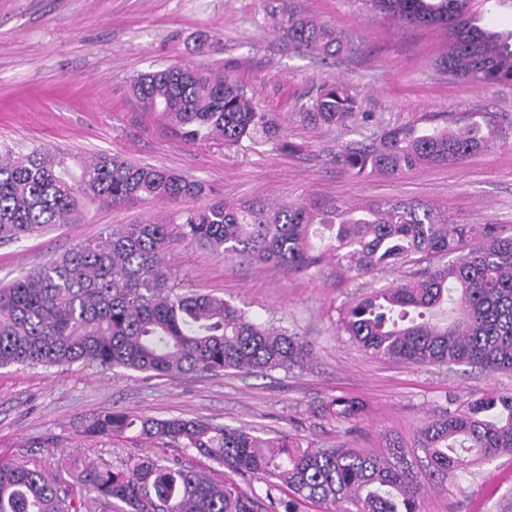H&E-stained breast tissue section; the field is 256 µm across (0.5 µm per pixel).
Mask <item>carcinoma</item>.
I'll use <instances>...</instances> for the list:
<instances>
[{"instance_id": "1", "label": "carcinoma", "mask_w": 512, "mask_h": 512, "mask_svg": "<svg viewBox=\"0 0 512 512\" xmlns=\"http://www.w3.org/2000/svg\"><path fill=\"white\" fill-rule=\"evenodd\" d=\"M402 23L437 26L448 35L439 65L453 77L512 85V33L480 25L476 4L508 0H367ZM281 36L308 52L335 55L342 40L331 25L290 11ZM141 111L164 118L188 141L247 139L294 149L274 116L259 112L238 82L221 71L170 67L143 73L128 88ZM358 111L341 82L323 85L303 106L309 120L345 124ZM492 118L472 113L446 127L393 126L379 142L347 147L336 162L356 177L398 174L422 163H459L492 146ZM205 185L171 170L134 165L115 155L79 164L45 148L0 151V243L50 224H79L84 204L178 203ZM208 247L216 256L289 273L314 275L328 265L362 276L427 266L405 281L355 298L340 312L339 331L363 352L416 366L466 364L512 372V225L461 224L416 200H370L321 208L306 202L213 198L165 221L113 224L96 238L0 288V368L69 366L125 369L150 377L198 371L301 370L310 345L288 329L255 322L221 297L180 292L166 272L171 243ZM81 432L128 434L163 446L192 448L226 473L265 486L260 497L234 481L215 483L179 459L157 455L116 465L68 458L64 465L91 499L113 512H422L417 476L386 457L343 445L303 446L288 433L261 437L250 427L193 419H159L109 409L84 417ZM419 445L428 478H446L462 454L491 460L512 450V394L482 397L423 424ZM0 512H82L59 494L37 463H0Z\"/></svg>"}]
</instances>
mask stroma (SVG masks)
Listing matches in <instances>:
<instances>
[{"label":"stroma","instance_id":"stroma-1","mask_svg":"<svg viewBox=\"0 0 512 512\" xmlns=\"http://www.w3.org/2000/svg\"><path fill=\"white\" fill-rule=\"evenodd\" d=\"M316 15L339 29L343 51L325 57L283 39L275 21L288 10ZM445 31L401 25L366 0H0V150H57L81 160L98 153L163 167L209 185L230 201L266 199L321 207L365 200H419L467 224H512V85L458 81L438 65ZM220 70L259 111L276 116L292 151L245 140L190 144L143 115L126 87L139 74L169 67ZM341 82L366 119L311 125L300 106L320 85ZM487 112L499 124L494 146L464 161L422 165L391 177L353 176L337 164L339 148L367 144L393 125L430 126L447 115ZM168 205L112 209L87 205L79 224H59L0 245V285L60 256L112 224L165 219ZM171 278L235 301L258 323H273L313 344L303 370L145 377L96 367L0 369V461H35L62 496L81 497L64 457L108 463L157 453L140 439L82 434L90 413L118 407L157 418L249 425L261 436L283 432L315 448L337 442L391 456L421 476L423 512H512V453L492 461L466 457L455 475L425 479L418 431L463 403L512 392V374L468 365L419 367L365 355L337 328L340 307L403 279L402 271L356 277L328 267L287 275L224 260L177 241L167 257ZM355 402L348 420L328 412Z\"/></svg>","mask_w":512,"mask_h":512}]
</instances>
